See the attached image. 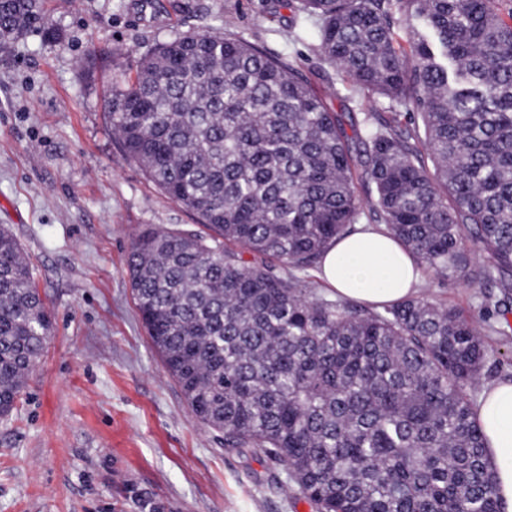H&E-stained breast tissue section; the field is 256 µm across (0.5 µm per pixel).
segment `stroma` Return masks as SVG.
<instances>
[{
  "instance_id": "35a3bbf8",
  "label": "stroma",
  "mask_w": 512,
  "mask_h": 512,
  "mask_svg": "<svg viewBox=\"0 0 512 512\" xmlns=\"http://www.w3.org/2000/svg\"><path fill=\"white\" fill-rule=\"evenodd\" d=\"M267 0H45L60 39L33 32L0 51V225L20 242L53 315L45 352L0 418V512H315L271 481L261 457L225 448L191 414L151 348L127 271L148 228L193 214L125 159L112 132L114 84L158 44L226 20L293 60L333 111L359 95L323 63L316 30L292 41L290 10ZM481 320L480 291L426 272L417 290ZM482 383L512 377V335L486 332Z\"/></svg>"
}]
</instances>
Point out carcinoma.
Listing matches in <instances>:
<instances>
[{
    "instance_id": "carcinoma-1",
    "label": "carcinoma",
    "mask_w": 512,
    "mask_h": 512,
    "mask_svg": "<svg viewBox=\"0 0 512 512\" xmlns=\"http://www.w3.org/2000/svg\"><path fill=\"white\" fill-rule=\"evenodd\" d=\"M505 2L273 0L312 23L323 60L368 97L348 117L293 62L232 33L162 43L112 88L125 159L200 224L131 245L151 345L195 418L224 447L272 462V480L317 512H498L471 397L487 348L471 319L424 297L381 311L326 299L298 272L366 219L424 269L484 289V318L506 305ZM34 30L55 36L44 0L0 6V50ZM51 328L1 225V418Z\"/></svg>"
}]
</instances>
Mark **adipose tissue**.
<instances>
[{
	"label": "adipose tissue",
	"instance_id": "obj_1",
	"mask_svg": "<svg viewBox=\"0 0 512 512\" xmlns=\"http://www.w3.org/2000/svg\"><path fill=\"white\" fill-rule=\"evenodd\" d=\"M320 279L336 294L382 305L414 291L417 260L389 235L358 231L333 242L319 264ZM499 512H512V379L486 385L476 406Z\"/></svg>",
	"mask_w": 512,
	"mask_h": 512
}]
</instances>
